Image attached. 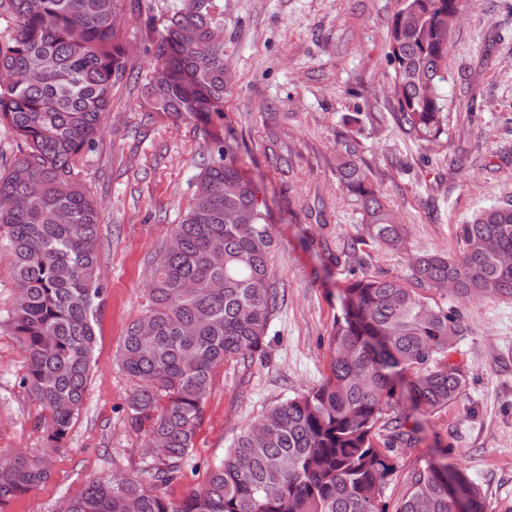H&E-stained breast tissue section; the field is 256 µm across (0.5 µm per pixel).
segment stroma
Wrapping results in <instances>:
<instances>
[{"mask_svg":"<svg viewBox=\"0 0 512 512\" xmlns=\"http://www.w3.org/2000/svg\"><path fill=\"white\" fill-rule=\"evenodd\" d=\"M396 0H224V61L231 80L224 117L144 119L152 34L146 9H127L122 36L133 75L112 93L98 146L78 179L101 205L105 301L96 317V348L84 408L54 458L49 480L12 501L7 512H60L87 481L122 472L149 481L143 436L127 425L132 383L118 354L140 316L150 263L187 208L207 132L233 144L245 175L270 212L272 282L282 300L269 325L266 353L250 365L225 362L213 373L203 423L180 480V497L208 478L241 428L265 409L319 383L328 373L327 339L341 312L342 277L328 259L337 240L361 229L358 208L336 183V138L344 114L375 115L362 158L409 230L406 250L372 251L369 272L408 276L407 250L456 255L457 228L471 214L512 201V9L473 0L448 43L444 92L457 112L482 121L454 127L423 164V149L393 123L385 34ZM360 97L346 95V88ZM12 258L0 251V455L45 446L41 409L21 379L26 353L10 316L16 286ZM469 332L453 355L467 380L441 410L394 406L419 426L415 446L396 452L383 490L395 500L411 471L445 458L479 486L487 512H512V302L475 301Z\"/></svg>","mask_w":512,"mask_h":512,"instance_id":"35a3bbf8","label":"stroma"}]
</instances>
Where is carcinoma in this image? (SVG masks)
Returning <instances> with one entry per match:
<instances>
[{
    "instance_id": "obj_1",
    "label": "carcinoma",
    "mask_w": 512,
    "mask_h": 512,
    "mask_svg": "<svg viewBox=\"0 0 512 512\" xmlns=\"http://www.w3.org/2000/svg\"><path fill=\"white\" fill-rule=\"evenodd\" d=\"M463 0H397L386 36L394 71L392 117L427 146L453 122L448 40ZM123 0H0V127L19 156L0 165V250L18 291L12 326L26 351L22 384L43 410L46 447L0 459V512L50 477L83 406L95 345L100 207L77 180L110 111L112 91L132 76L120 35ZM152 41L148 114L221 116L224 0H178ZM370 112L346 118L336 142V182L359 207L360 235L336 248L341 313L329 338L328 375L268 408L242 429L205 484L180 498L181 476L202 423L212 374L225 361L265 352L280 294L270 283L274 240L268 211L232 144L212 135L192 200L151 265L144 315L126 329L122 369L133 383L127 421L155 443L150 482L90 481L61 512H454L445 464L411 472L395 502L382 496L393 452L417 429L389 409L404 393L429 410L454 403L466 383L450 354L467 335L462 306L512 301V201L459 226L455 256L408 255L406 278L362 273L367 247L397 250L407 227L362 159ZM440 292V298L430 295ZM468 512H485L464 473Z\"/></svg>"
}]
</instances>
